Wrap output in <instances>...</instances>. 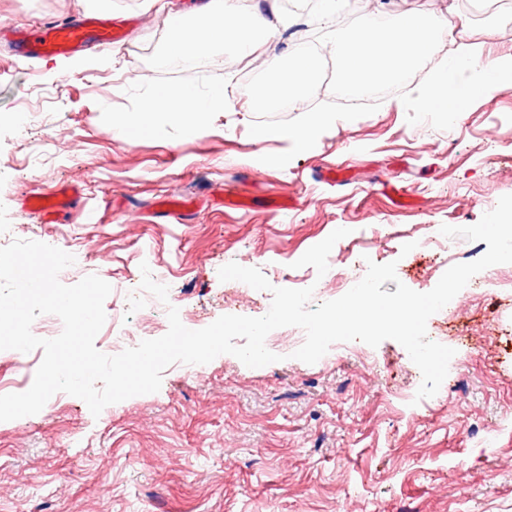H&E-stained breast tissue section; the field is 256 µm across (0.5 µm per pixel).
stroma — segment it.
<instances>
[{
	"label": "stroma",
	"instance_id": "stroma-1",
	"mask_svg": "<svg viewBox=\"0 0 512 512\" xmlns=\"http://www.w3.org/2000/svg\"><path fill=\"white\" fill-rule=\"evenodd\" d=\"M197 0H0V27L36 30L82 13L128 20L124 41L22 65L0 45V226L14 238L53 240L89 256L83 275L110 281L102 328L119 319L136 335L165 333L167 313L128 307L141 264L166 273L182 323L255 317L237 282H220L229 262L262 270L276 287L319 280L320 301L336 299L366 267L396 262L397 281L435 287L457 263L479 259L483 241L431 237L441 225L477 223L512 194V87L472 103L450 125L419 112L415 87L430 64L366 102L340 97L339 82L312 90V105L255 111L248 72L284 62L303 23L326 38L315 13L279 14L280 37L243 60L221 58L183 70L161 67L170 12ZM410 11L470 22L485 54H512L500 14L476 0H342L341 31ZM497 25L493 39L483 31ZM187 85L224 91L222 110L199 131L168 126L135 133L127 115L156 94ZM339 115L307 148L263 139L310 114ZM68 192L69 208L46 224L22 209L26 197ZM349 234L317 276L297 260L337 227ZM81 274V275H82ZM430 332L462 356L439 392L416 400L421 374L393 340L348 342L336 357L307 364L288 357L250 368L223 354L205 378L165 369L158 392L92 416L72 395L34 415L0 422V512H512V288L462 291L455 311L437 312ZM493 442H483L486 431Z\"/></svg>",
	"mask_w": 512,
	"mask_h": 512
}]
</instances>
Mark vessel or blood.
Segmentation results:
<instances>
[{
	"mask_svg": "<svg viewBox=\"0 0 512 512\" xmlns=\"http://www.w3.org/2000/svg\"><path fill=\"white\" fill-rule=\"evenodd\" d=\"M122 33L112 19L102 13H93L74 21L50 22L29 33L26 28L12 30L13 43L23 45L28 57L66 55L96 42L99 47L115 45Z\"/></svg>",
	"mask_w": 512,
	"mask_h": 512,
	"instance_id": "vessel-or-blood-1",
	"label": "vessel or blood"
}]
</instances>
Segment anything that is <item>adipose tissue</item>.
I'll return each mask as SVG.
<instances>
[{"mask_svg": "<svg viewBox=\"0 0 512 512\" xmlns=\"http://www.w3.org/2000/svg\"><path fill=\"white\" fill-rule=\"evenodd\" d=\"M278 32L276 20L260 7L241 10L231 0H207L192 16L171 14L164 47L169 56L204 61L230 43L239 54L249 56ZM441 44L449 47L447 57L435 66L430 81L415 90L420 111L442 113L453 125L466 105L489 99L493 91L512 85V60L486 56L480 44L466 42L460 26L428 15L408 14L386 29L364 25L337 32L328 36L324 46L336 60L340 83L352 88L393 77L431 58ZM320 65L315 52L294 47L289 66L269 65L266 96L289 94L301 77L315 73ZM223 106V90L202 99L181 85L164 90L159 100L128 115L125 123L157 135L171 123L193 131L204 113Z\"/></svg>", "mask_w": 512, "mask_h": 512, "instance_id": "obj_1", "label": "adipose tissue"}]
</instances>
